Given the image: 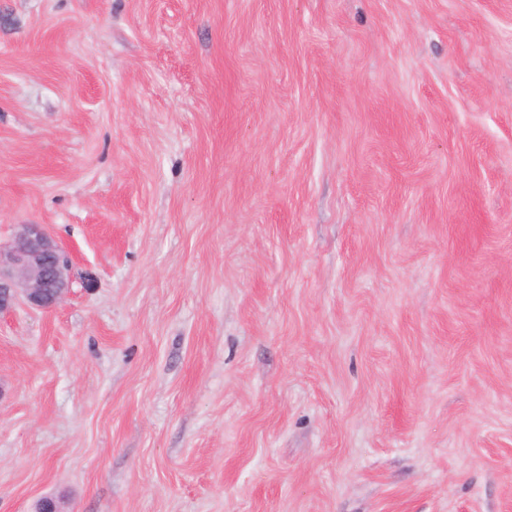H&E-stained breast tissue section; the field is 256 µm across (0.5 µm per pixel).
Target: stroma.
<instances>
[{"instance_id": "stroma-1", "label": "stroma", "mask_w": 512, "mask_h": 512, "mask_svg": "<svg viewBox=\"0 0 512 512\" xmlns=\"http://www.w3.org/2000/svg\"><path fill=\"white\" fill-rule=\"evenodd\" d=\"M0 512H512V0H0ZM71 260L43 224H19L0 244V314L20 300L29 307L52 310L70 288Z\"/></svg>"}]
</instances>
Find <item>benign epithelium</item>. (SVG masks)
<instances>
[{
	"mask_svg": "<svg viewBox=\"0 0 512 512\" xmlns=\"http://www.w3.org/2000/svg\"><path fill=\"white\" fill-rule=\"evenodd\" d=\"M71 260L42 224H19L0 244V314L23 301L52 310L70 288Z\"/></svg>",
	"mask_w": 512,
	"mask_h": 512,
	"instance_id": "benign-epithelium-1",
	"label": "benign epithelium"
}]
</instances>
